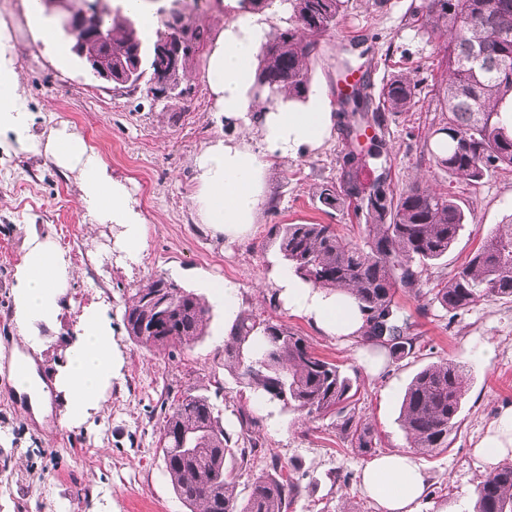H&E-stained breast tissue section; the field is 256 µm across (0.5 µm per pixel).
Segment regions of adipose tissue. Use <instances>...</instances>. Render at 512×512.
<instances>
[{
    "label": "adipose tissue",
    "mask_w": 512,
    "mask_h": 512,
    "mask_svg": "<svg viewBox=\"0 0 512 512\" xmlns=\"http://www.w3.org/2000/svg\"><path fill=\"white\" fill-rule=\"evenodd\" d=\"M267 32L259 16L239 11L226 24L207 56L205 78L218 111L242 126L241 137L210 142L196 154L192 201L212 237L235 240L256 224L266 201V174L276 161L320 147L331 135L336 115L326 100L299 104L280 98L275 107L252 114L258 54ZM0 149L44 154L75 173L84 214L117 230L114 244L124 257L139 262L148 225L132 203L130 188L115 180L95 148L60 122L48 135H36L33 118L19 93L13 46L0 27ZM73 276L55 239L30 233L15 272L14 319L25 344L40 350L41 332L53 328L61 300ZM277 286L291 312L310 318L325 334L357 335L362 326L355 299L346 292L326 293L281 275ZM118 374L112 351V319L107 309L84 308L65 363L54 377L62 392L69 425L84 423L98 410ZM361 485L383 512H415L425 490V474L404 452L374 459L362 471Z\"/></svg>",
    "instance_id": "ef3b65f1"
}]
</instances>
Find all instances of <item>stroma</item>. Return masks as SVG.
<instances>
[{
    "instance_id": "obj_1",
    "label": "stroma",
    "mask_w": 512,
    "mask_h": 512,
    "mask_svg": "<svg viewBox=\"0 0 512 512\" xmlns=\"http://www.w3.org/2000/svg\"><path fill=\"white\" fill-rule=\"evenodd\" d=\"M418 2L349 0L310 66L313 95L335 101L336 62L350 57L352 44L361 41L369 49L361 64L374 89L400 70L431 81L438 56L412 25L411 8ZM0 21L15 46L19 92L33 114L35 133L68 121L99 152L110 175L130 187L149 224L141 261H126L111 225L83 217L75 174L38 153L0 152V322L10 328L8 337H0V512H188L172 490L157 441L165 411L189 392L210 395L225 432L254 450L236 465L239 496L278 465L300 487L286 512H383L359 484L370 456L344 443L330 417L299 421L225 370L224 339L241 310L287 325L357 376L355 416L371 423L379 456L408 449L399 413L414 375L443 359L464 363L469 389L459 430L448 450L416 458L427 475L416 512H473L477 485L488 471L475 449L499 415L512 409V299L481 301L452 319L439 305L406 298V311L421 334L420 351L371 365L373 351L360 339L326 335L285 307L276 278L288 267L269 233L275 224H333L347 238L360 239L363 229L352 211L328 209L317 200L320 186L340 176L346 151L340 131L314 152L272 164L267 201L249 235L214 238L192 205L193 161L201 148L235 130L210 94L206 50L187 64L190 94L157 101L144 89L90 77L71 51L72 38L45 46L27 26L25 0H0ZM440 118L426 95L411 111L379 116L390 147L389 182L401 188L433 174L473 214L447 258L426 271L431 280L452 275L497 224L512 218V168L471 184L424 160L423 142ZM31 230L55 237L73 269L57 323L35 353L14 328L12 292ZM159 275L194 292L209 309L207 333L191 346L158 352L138 346L126 333L125 297ZM224 284L236 289L234 308L225 307L217 293ZM90 305L109 307L112 350L121 362L99 411L74 427L65 422L61 395H50V410L40 419L14 407L11 390L3 386L12 360L31 357L42 381L51 383L66 360L80 313Z\"/></svg>"
}]
</instances>
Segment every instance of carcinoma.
<instances>
[{
  "label": "carcinoma",
  "instance_id": "cac0c4a2",
  "mask_svg": "<svg viewBox=\"0 0 512 512\" xmlns=\"http://www.w3.org/2000/svg\"><path fill=\"white\" fill-rule=\"evenodd\" d=\"M78 10H92L94 26L112 35V51L104 67L112 82L146 88L154 97L182 95L186 62L206 42L182 0L164 19V31L147 44L142 30L126 16L114 17L100 0H70ZM288 26L269 33L259 52L255 97L274 105L280 94L303 102L310 86V65L321 54L322 39L333 33L348 0H285ZM411 15L427 39L444 36L440 71L432 92L442 119L423 153L448 175L472 183L502 166L512 167V127L501 113L512 110V0H419ZM182 29L183 46L166 62L157 48L171 32ZM482 51L485 62L471 59ZM371 85L362 80L346 94L336 88L338 114L344 120L351 156L372 168L382 166L388 144L379 133L359 149L358 138L377 112H408L421 93L418 82L394 75L382 92L381 106L371 107ZM326 208L345 205L364 221L360 241L342 236L332 224H275L270 236L283 259L304 283L355 297L364 325L360 339L392 361L415 349L420 339L404 314L398 294L422 295V273L448 255L471 214L437 184L415 181L401 190L386 183L373 194L354 200L343 180L318 191ZM431 301L456 317L482 300L512 297V219L499 224L451 277L428 289ZM123 322L136 343L158 351L188 346L206 329L207 309L201 299L159 276L132 289L124 299ZM386 337L388 344L377 342ZM224 369L254 394L277 401L300 420L335 417L342 438L363 453L377 447L371 425L354 422V382L335 362L313 351L303 337L271 319L241 311L224 340ZM467 373L446 359L421 369L408 384L401 402V426L409 447L421 455L449 448L461 425L460 411ZM162 459L174 493L189 512H284L298 487L277 475H260L247 498L235 495V456L219 413L208 395L189 393L165 414L161 430ZM473 512H512V460L482 476Z\"/></svg>",
  "mask_w": 512,
  "mask_h": 512
}]
</instances>
